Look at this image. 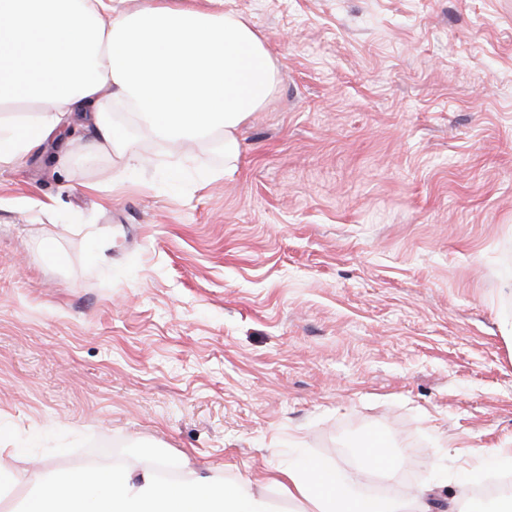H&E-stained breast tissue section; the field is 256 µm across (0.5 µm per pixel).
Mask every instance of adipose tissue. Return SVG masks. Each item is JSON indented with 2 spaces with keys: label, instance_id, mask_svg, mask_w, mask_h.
<instances>
[{
  "label": "adipose tissue",
  "instance_id": "1",
  "mask_svg": "<svg viewBox=\"0 0 512 512\" xmlns=\"http://www.w3.org/2000/svg\"><path fill=\"white\" fill-rule=\"evenodd\" d=\"M0 0V112L34 102L35 122L0 120V165L21 160L61 124L80 119L89 147L116 155L122 171L136 144L108 108L170 143L219 138L225 164L237 133L267 102L279 75L246 18L198 0ZM275 485L298 512H428L423 493L363 496L302 462L277 470ZM24 512H272L249 482L192 475L166 482L152 469L53 475Z\"/></svg>",
  "mask_w": 512,
  "mask_h": 512
}]
</instances>
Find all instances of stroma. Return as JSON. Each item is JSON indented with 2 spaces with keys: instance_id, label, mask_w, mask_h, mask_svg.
<instances>
[{
  "instance_id": "1",
  "label": "stroma",
  "mask_w": 512,
  "mask_h": 512,
  "mask_svg": "<svg viewBox=\"0 0 512 512\" xmlns=\"http://www.w3.org/2000/svg\"><path fill=\"white\" fill-rule=\"evenodd\" d=\"M224 8L279 68L234 167L146 132L117 187L64 132L0 165V512L163 466L292 512L274 468L348 482L373 434L431 512L478 500L512 452V0Z\"/></svg>"
}]
</instances>
